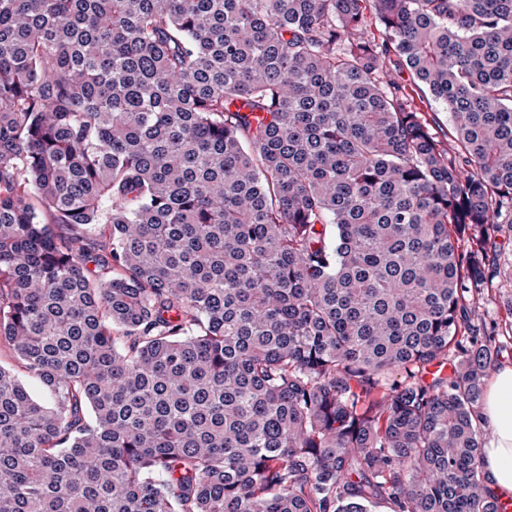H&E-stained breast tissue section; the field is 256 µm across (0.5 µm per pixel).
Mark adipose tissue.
Masks as SVG:
<instances>
[{
  "label": "adipose tissue",
  "instance_id": "ef3b65f1",
  "mask_svg": "<svg viewBox=\"0 0 512 512\" xmlns=\"http://www.w3.org/2000/svg\"><path fill=\"white\" fill-rule=\"evenodd\" d=\"M481 414L491 429L483 448L484 470L496 492L512 495V367L493 374Z\"/></svg>",
  "mask_w": 512,
  "mask_h": 512
}]
</instances>
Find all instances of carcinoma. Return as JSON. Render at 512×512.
Masks as SVG:
<instances>
[{
  "label": "carcinoma",
  "mask_w": 512,
  "mask_h": 512,
  "mask_svg": "<svg viewBox=\"0 0 512 512\" xmlns=\"http://www.w3.org/2000/svg\"><path fill=\"white\" fill-rule=\"evenodd\" d=\"M507 214L512 0H0V512H497ZM411 88L409 93L416 110L421 113L433 133H436V136L444 142L447 148H452L451 123L446 107L435 101L425 89L414 85H411ZM502 258V284L503 288H484L477 300L478 314L483 321L489 324L497 323L504 326L512 322L507 316V310L512 305V245ZM506 259L503 262V259ZM500 341L503 352L495 370L499 369L491 371L485 379L487 388L480 408L491 429L490 436L487 424L481 420L486 433L482 460L495 491L512 495V338L500 337ZM506 365L511 367H503Z\"/></svg>",
  "instance_id": "1"
}]
</instances>
